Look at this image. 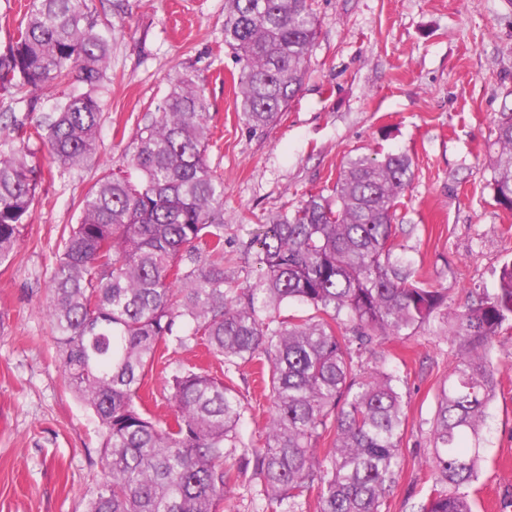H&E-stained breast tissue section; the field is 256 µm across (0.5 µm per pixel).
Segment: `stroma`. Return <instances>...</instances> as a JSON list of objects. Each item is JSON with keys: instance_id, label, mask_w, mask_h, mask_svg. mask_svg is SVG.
Returning <instances> with one entry per match:
<instances>
[{"instance_id": "obj_1", "label": "stroma", "mask_w": 512, "mask_h": 512, "mask_svg": "<svg viewBox=\"0 0 512 512\" xmlns=\"http://www.w3.org/2000/svg\"><path fill=\"white\" fill-rule=\"evenodd\" d=\"M89 4L114 29L97 91L99 151L64 168L31 141L42 182L14 256L0 265V512H87L104 477L98 422L64 382L45 315L48 290L84 195L135 152L138 128L179 78L210 103L216 143L208 159L224 177V253L238 266H252L245 246L259 225L330 194L342 163L372 150L410 154L415 176L396 212L394 255L447 289L452 307L495 288L512 259V212L494 198L488 157L494 119L512 110V0H315L318 36L302 90L256 133L237 108L224 0ZM490 358L502 381L483 427L474 510L512 512V340ZM361 361L401 379V469L385 512H412L427 479L436 395L456 348L435 321L376 341ZM192 364L239 390L247 406L240 437L257 443L270 399L256 364L226 372L201 349L170 346L145 377L151 412L169 414L168 380Z\"/></svg>"}]
</instances>
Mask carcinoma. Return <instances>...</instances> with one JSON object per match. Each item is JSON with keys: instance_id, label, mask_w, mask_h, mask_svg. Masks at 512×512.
Wrapping results in <instances>:
<instances>
[{"instance_id": "carcinoma-1", "label": "carcinoma", "mask_w": 512, "mask_h": 512, "mask_svg": "<svg viewBox=\"0 0 512 512\" xmlns=\"http://www.w3.org/2000/svg\"><path fill=\"white\" fill-rule=\"evenodd\" d=\"M312 0H224V45L238 65L237 106L249 129L272 124L300 91L317 38ZM112 28L88 0H29L5 52L0 91L28 105L74 80L75 91L34 129L11 117L0 153V264L26 224L40 166L79 167L96 152ZM210 106L181 78L136 132L123 169L99 179L64 241L46 314L63 375L102 432L105 477L88 512H223L250 476L268 506L303 512H383L400 470L403 395L392 373L368 371L361 350L447 322L459 360L437 394L418 512H473L469 489L483 459L485 411L501 385L489 359L512 332V260L496 288L463 310L448 289L393 257L397 207L414 179L405 153L360 154L342 165L332 194L311 195L262 225L247 244L257 277L224 272V179L208 160ZM490 161L497 203L512 211V111L494 120ZM312 313L282 321L285 303ZM203 344L226 369L259 361L271 415L260 444L239 437L238 391L196 366L169 380L174 413L155 419L138 403L161 344ZM333 435L327 448L324 436ZM235 460V465L227 461Z\"/></svg>"}]
</instances>
